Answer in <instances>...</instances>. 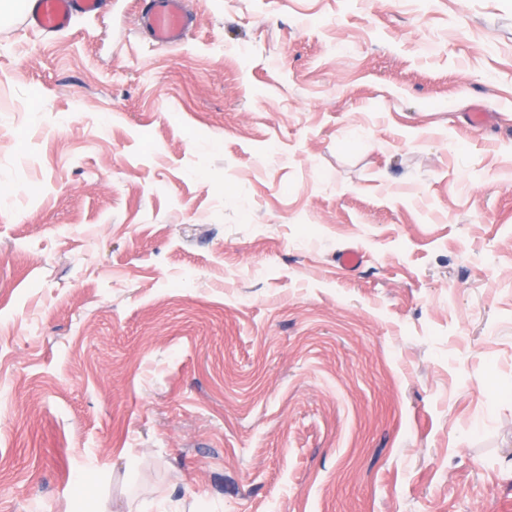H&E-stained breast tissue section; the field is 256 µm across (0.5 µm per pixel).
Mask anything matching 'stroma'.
I'll use <instances>...</instances> for the list:
<instances>
[{"mask_svg": "<svg viewBox=\"0 0 512 512\" xmlns=\"http://www.w3.org/2000/svg\"><path fill=\"white\" fill-rule=\"evenodd\" d=\"M148 6L0 26V512H512V0ZM145 24L155 42L161 46L178 44L185 32L196 23L185 7V0H151Z\"/></svg>", "mask_w": 512, "mask_h": 512, "instance_id": "1", "label": "stroma"}]
</instances>
